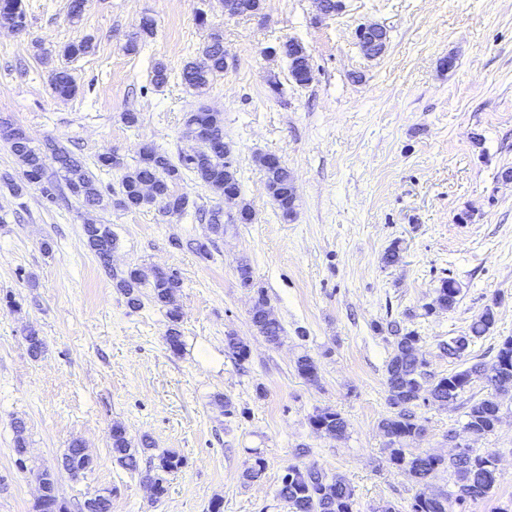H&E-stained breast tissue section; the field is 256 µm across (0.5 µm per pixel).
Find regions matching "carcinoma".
I'll return each instance as SVG.
<instances>
[{"mask_svg":"<svg viewBox=\"0 0 512 512\" xmlns=\"http://www.w3.org/2000/svg\"><path fill=\"white\" fill-rule=\"evenodd\" d=\"M0 18L17 29L26 26L22 0H0ZM154 25L152 18H145L143 34H137L127 41L126 52H138L146 38L153 35ZM93 49V37L84 35L69 43L64 48V54L77 57L86 55ZM280 52L292 62L290 74L293 80L299 85L309 81V78L301 75V65L297 64V60L307 54L305 47L292 40L282 43ZM225 54L223 37L218 33L211 34L209 40L202 45L199 57L183 64L180 72L182 83L199 92L205 89L214 75L224 71ZM51 86L54 93L62 98L74 97L79 92L75 79L65 70L53 73ZM185 134L197 142V151L180 157L176 163L159 146L153 143L142 146L137 165L121 179L118 206L124 209L156 206L164 216L180 217L187 211L189 197L173 193L171 185L183 180L188 172L221 195L228 190L240 191L237 169L227 158L231 145L224 140V120L221 114L206 107L187 113ZM0 135L8 141L10 150L21 167V176L11 183V189L16 195L21 196L34 188L41 193L43 199L55 203L65 188L87 208H95L103 201L102 186L93 173L59 142L48 139L37 146L22 127L13 124H0ZM48 151L59 163L62 177L60 181L50 178L45 172L43 158ZM257 163L264 171L268 194L281 219L294 220L297 215V195L288 167L282 163L277 166L270 165L266 154L259 156ZM146 180L153 184L154 194L151 196L141 193V184ZM84 233L88 246L100 264L105 269L112 270L111 257L116 248V238L110 225L87 222L84 224ZM112 278L116 280L115 288L126 297L128 306L133 309L142 306L141 288H151V301L166 309L170 323L166 337L169 349L174 354L181 352V311L176 304V297L182 288L180 276L174 271L155 268L147 272L134 267L120 276L114 274ZM459 295L460 287L457 282L452 278H444L436 289L434 303L428 310H450L456 305ZM266 307L267 295L259 288L250 311L251 321L259 333L275 344L280 340L283 327L277 319L266 316ZM494 323V310L488 306L469 326L465 336L467 345H472L486 335ZM387 328L393 336V349L386 364L387 401L391 411L381 419L379 427L382 432L392 437L388 450L393 468L419 486L410 512H468L469 505L484 498L497 482L494 458L477 448H470L464 454L452 455L446 459L407 451V442L418 436L423 428L416 409L421 399L422 381L428 376L427 362L414 355V347L420 341L415 332L403 331L396 321L388 323ZM296 371L308 382L318 381V366L307 354L297 358ZM479 372L481 364L477 363L437 378L429 389L431 401L440 406L454 401L469 386L473 375ZM491 382L493 392L473 403L465 413L467 425L486 435L494 430L500 411L497 395L512 389V366L498 371L491 378ZM311 421L325 424L327 430L337 437L344 436L348 427L346 419L330 408L317 411ZM109 439L112 458L131 473L140 472V456L148 453L150 458L157 460L151 477L161 497L167 491V475L184 466L183 457L175 451L164 450L157 455L153 454L155 443L147 434L141 437L139 447H133L126 427L120 423L112 425ZM63 459L67 460L73 470L88 471L92 467V460L78 455L75 441L63 454ZM447 470L456 477L453 487L448 490L432 489L429 480L437 473ZM277 496L286 503L290 512H355L354 491L349 483L342 476L330 475L314 465L307 467L304 472L281 476Z\"/></svg>","mask_w":512,"mask_h":512,"instance_id":"1","label":"carcinoma"}]
</instances>
